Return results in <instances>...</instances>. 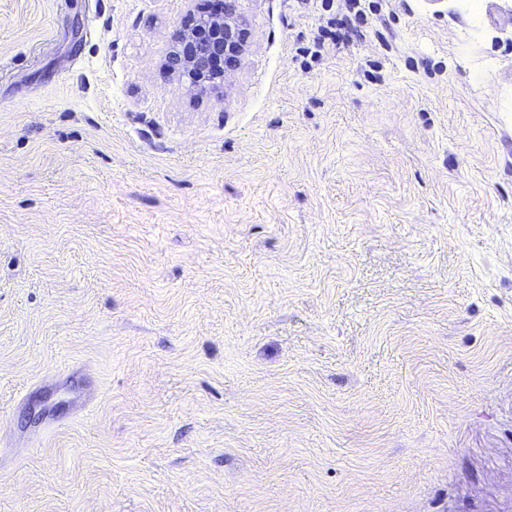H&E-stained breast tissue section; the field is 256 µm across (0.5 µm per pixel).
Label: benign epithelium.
I'll return each mask as SVG.
<instances>
[{
  "label": "benign epithelium",
  "instance_id": "7a95c632",
  "mask_svg": "<svg viewBox=\"0 0 512 512\" xmlns=\"http://www.w3.org/2000/svg\"><path fill=\"white\" fill-rule=\"evenodd\" d=\"M243 50L237 28L227 19H217L214 36L206 43L193 40L191 33H177L176 50L169 58L168 67L173 72L192 80L210 75L212 60L217 56H237Z\"/></svg>",
  "mask_w": 512,
  "mask_h": 512
}]
</instances>
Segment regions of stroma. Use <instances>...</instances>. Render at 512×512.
I'll list each match as a JSON object with an SVG mask.
<instances>
[{
  "mask_svg": "<svg viewBox=\"0 0 512 512\" xmlns=\"http://www.w3.org/2000/svg\"><path fill=\"white\" fill-rule=\"evenodd\" d=\"M0 0V512H512V0ZM224 1V19L220 9H213L211 15L217 19V28L214 36L206 43L193 40L191 33L178 32L176 50L169 58L168 67L181 76H188L191 80L201 79L210 75L212 60L217 56L236 57L243 50L240 33L234 25L227 22L230 14V5Z\"/></svg>",
  "mask_w": 512,
  "mask_h": 512,
  "instance_id": "obj_1",
  "label": "stroma"
}]
</instances>
